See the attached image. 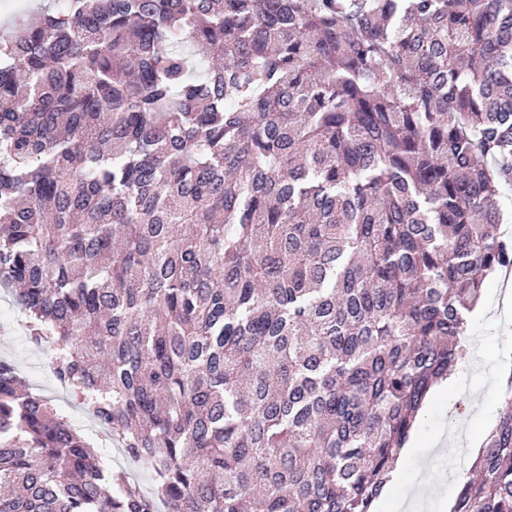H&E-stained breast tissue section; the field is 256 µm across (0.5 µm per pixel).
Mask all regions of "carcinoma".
I'll return each instance as SVG.
<instances>
[{
	"label": "carcinoma",
	"mask_w": 512,
	"mask_h": 512,
	"mask_svg": "<svg viewBox=\"0 0 512 512\" xmlns=\"http://www.w3.org/2000/svg\"><path fill=\"white\" fill-rule=\"evenodd\" d=\"M512 0H65L0 26V512H374L512 266ZM449 512H512V370ZM0 355L14 361L27 375L31 388L54 403L62 404L63 399L58 397L55 387L58 385L54 377H50V355L45 349L33 346L26 337L24 325L20 331L7 334L0 331ZM40 368L47 369L46 377H41ZM39 384L41 390L36 389Z\"/></svg>",
	"instance_id": "carcinoma-1"
}]
</instances>
